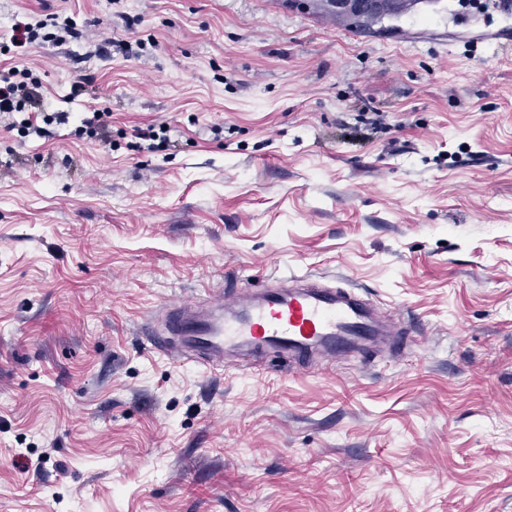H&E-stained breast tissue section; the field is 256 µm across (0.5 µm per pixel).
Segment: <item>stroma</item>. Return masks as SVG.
I'll list each match as a JSON object with an SVG mask.
<instances>
[{"label":"stroma","mask_w":512,"mask_h":512,"mask_svg":"<svg viewBox=\"0 0 512 512\" xmlns=\"http://www.w3.org/2000/svg\"><path fill=\"white\" fill-rule=\"evenodd\" d=\"M447 5L357 31L320 0H0V74L44 95L40 134L0 124V512H512V51L481 36L512 14ZM291 270L406 343L154 348L168 306ZM90 116H85L81 120V127L85 129L92 139L101 142L104 145H111L112 131L107 120V113L104 111L94 110L90 112Z\"/></svg>","instance_id":"1"}]
</instances>
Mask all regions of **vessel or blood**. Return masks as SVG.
Segmentation results:
<instances>
[{
    "label": "vessel or blood",
    "mask_w": 512,
    "mask_h": 512,
    "mask_svg": "<svg viewBox=\"0 0 512 512\" xmlns=\"http://www.w3.org/2000/svg\"><path fill=\"white\" fill-rule=\"evenodd\" d=\"M166 329L209 366L223 365L231 353L266 349L308 360L363 354L403 333L400 318L381 314L367 295L325 286L308 273L178 306L168 312Z\"/></svg>",
    "instance_id": "vessel-or-blood-1"
}]
</instances>
